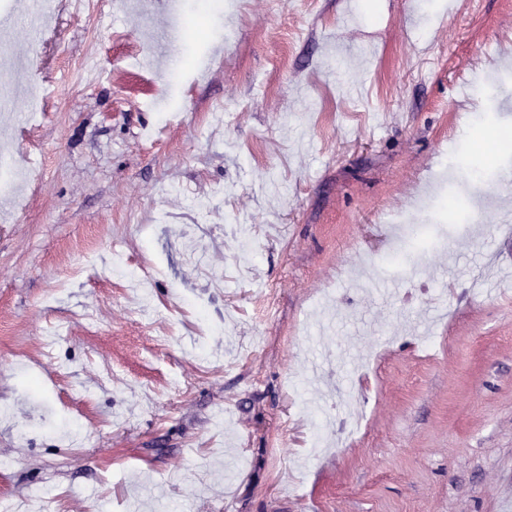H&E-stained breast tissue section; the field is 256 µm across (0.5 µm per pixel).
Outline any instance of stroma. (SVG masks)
<instances>
[{
	"label": "stroma",
	"mask_w": 512,
	"mask_h": 512,
	"mask_svg": "<svg viewBox=\"0 0 512 512\" xmlns=\"http://www.w3.org/2000/svg\"><path fill=\"white\" fill-rule=\"evenodd\" d=\"M181 3L0 0V512H512V0Z\"/></svg>",
	"instance_id": "1"
}]
</instances>
